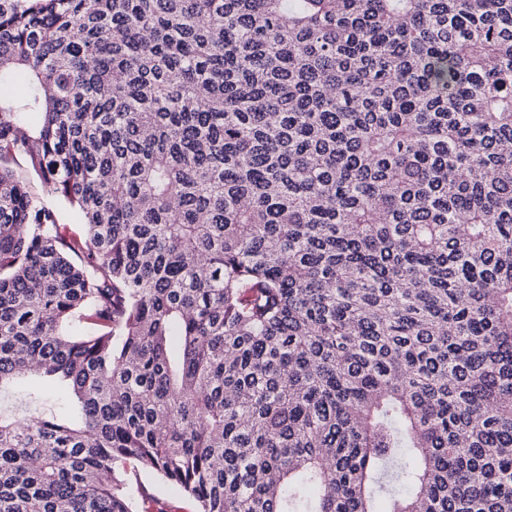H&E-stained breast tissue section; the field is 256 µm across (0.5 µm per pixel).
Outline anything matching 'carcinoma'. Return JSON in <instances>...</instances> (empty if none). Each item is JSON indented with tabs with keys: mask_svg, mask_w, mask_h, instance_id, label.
<instances>
[{
	"mask_svg": "<svg viewBox=\"0 0 512 512\" xmlns=\"http://www.w3.org/2000/svg\"><path fill=\"white\" fill-rule=\"evenodd\" d=\"M6 79L0 393L74 409L0 512H512V0H0ZM145 492L150 496H158L161 498L159 503L150 500L146 501L144 511L142 512H195L196 507L194 501L186 496L178 493L168 495H159L157 491V481L153 478H143Z\"/></svg>",
	"mask_w": 512,
	"mask_h": 512,
	"instance_id": "1",
	"label": "carcinoma"
}]
</instances>
